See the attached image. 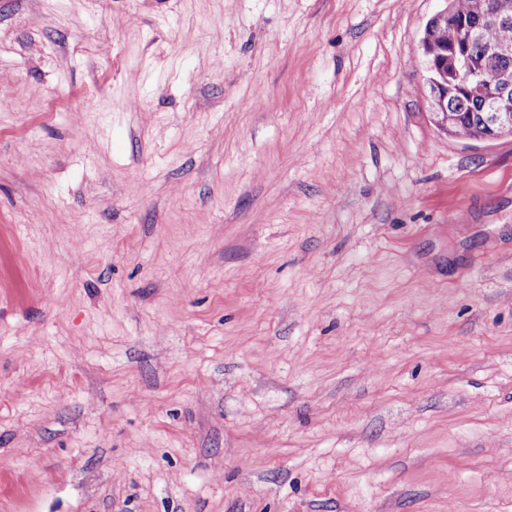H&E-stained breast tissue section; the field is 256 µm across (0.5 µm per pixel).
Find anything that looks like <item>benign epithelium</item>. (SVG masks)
I'll use <instances>...</instances> for the list:
<instances>
[{
  "instance_id": "1",
  "label": "benign epithelium",
  "mask_w": 512,
  "mask_h": 512,
  "mask_svg": "<svg viewBox=\"0 0 512 512\" xmlns=\"http://www.w3.org/2000/svg\"><path fill=\"white\" fill-rule=\"evenodd\" d=\"M488 23H512V0H498L493 8H480L469 20L459 18L454 8L445 7L435 13L425 29L447 28L450 51L439 63L427 61L429 104L436 124L448 129L454 117L448 112V97L465 95L481 105L479 121L482 140L492 141L512 134V68L500 70L498 83L487 86L482 79L486 67L512 59V43L482 44V33ZM482 44L475 55L471 47Z\"/></svg>"
}]
</instances>
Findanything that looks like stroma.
<instances>
[{"label":"stroma","mask_w":512,"mask_h":512,"mask_svg":"<svg viewBox=\"0 0 512 512\" xmlns=\"http://www.w3.org/2000/svg\"><path fill=\"white\" fill-rule=\"evenodd\" d=\"M443 0H0V512H512V136ZM453 1L456 11L448 7L446 1V7L428 20L423 33L424 47L428 29L445 27L451 47L437 65L426 58L430 73L427 78L429 104L435 122L448 131V135L463 139L477 138L481 133L480 128L481 140L484 141L498 139L505 133L512 134V69L510 66L502 67L499 80L497 68L490 67L484 71L488 66L501 65L510 60L512 43L485 44L479 55L471 52L472 46L482 43L486 24L509 25L512 22V0H497L491 9L481 7L468 21L461 20L457 13L469 16L477 0ZM484 40L512 41V24L508 27L487 26ZM484 83L495 85L486 86ZM452 95H466L468 98ZM469 98L475 99L482 107L480 127L477 107ZM448 111L454 112L458 119L450 128L448 124L454 121V117Z\"/></svg>","instance_id":"obj_1"}]
</instances>
